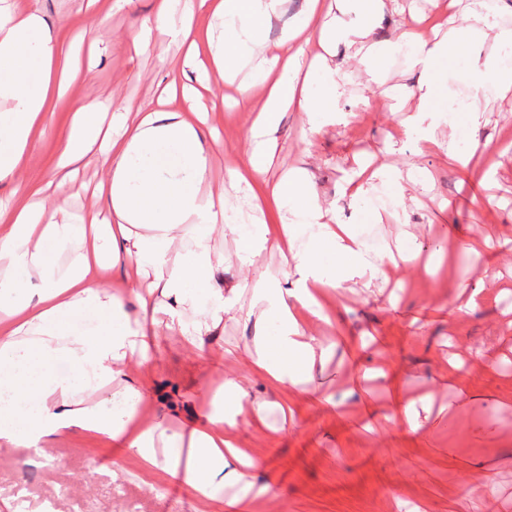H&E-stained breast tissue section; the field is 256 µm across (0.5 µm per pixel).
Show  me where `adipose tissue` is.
<instances>
[{"mask_svg": "<svg viewBox=\"0 0 512 512\" xmlns=\"http://www.w3.org/2000/svg\"><path fill=\"white\" fill-rule=\"evenodd\" d=\"M287 0H156L136 49L155 38L186 46L184 66L197 71L198 98L216 77L239 66L266 74L262 102L240 83L233 100L252 113L247 161L231 174L234 187H257L255 201L280 208L276 224L238 223L225 188L212 184V150L199 112L132 111L102 102L76 104L51 203L0 205V447L38 448L69 434L122 442L147 466L178 475L204 501L235 491L244 507L265 492L256 482L261 463L242 447L238 419L265 422L269 400L254 392L264 379L280 399L312 397L331 407L332 395L313 388L315 372L330 358L309 332L325 320L324 306L342 284L370 287L373 280L418 257L416 236L396 247H369L356 226L324 223V209L304 177L269 182L284 112L296 109L332 118L345 93L328 57L344 45L376 80L381 47L372 41L375 20L388 0H307L303 18L285 38L268 45L266 28ZM468 24L458 35L411 43L421 71L402 135L420 149L440 146L433 101L438 65L472 38L490 40L486 57L468 62L469 129L484 120L491 91H512V28L501 27L486 0H467ZM323 50L313 69L300 59L311 41ZM60 49L27 0H0V182L16 180L52 98L78 78L62 65ZM96 158L102 168L95 195L101 209L70 213L64 196L80 165ZM236 244L239 266L278 253L281 277L224 279V254L215 231ZM293 278V288L282 285ZM253 326L250 345L228 348L224 359L245 362L246 372L225 379L184 431L166 418L145 420L144 394L129 376L132 357H146L147 325L176 333L185 347L202 349L224 320Z\"/></svg>", "mask_w": 512, "mask_h": 512, "instance_id": "adipose-tissue-1", "label": "adipose tissue"}]
</instances>
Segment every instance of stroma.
Masks as SVG:
<instances>
[{"mask_svg":"<svg viewBox=\"0 0 512 512\" xmlns=\"http://www.w3.org/2000/svg\"><path fill=\"white\" fill-rule=\"evenodd\" d=\"M402 12H386L372 33L385 46L378 59L379 81L366 86V75L344 47L333 63L345 78L336 122L309 134L312 117L288 112L277 137L279 150L269 171L277 181L288 170L308 172L316 194L336 223L358 225L369 245L394 240L405 225L431 226L420 237L423 255L439 254L436 272L401 267L374 288H341L327 307L328 322L313 326L324 343H336L346 361L331 359L315 384L333 394L339 409L297 399L295 418L284 423L277 408L266 412L267 426H241L244 447L262 457L259 481L268 492L253 512H480L473 493L483 478L492 483L491 512H512V92L489 94L486 122L475 139L478 149L460 168L444 154L419 152L415 142L398 135L403 113L392 106L396 88L415 87L420 78L410 63V48L392 44L399 28L430 22L426 36L435 39L465 26L461 9H441V0H400ZM53 38L70 44L80 33L98 39L88 57L91 70L70 95L55 100L45 113L42 132L25 160L22 182L0 183V198L25 204L55 175L76 100H112L114 105L150 109L167 86L193 83L182 64L183 50L159 44L138 52L134 41L141 22L151 17L154 0H130L119 12L104 0H30ZM488 44L475 38L464 51L444 61L438 71L437 105L446 110L439 131L460 130L456 102L468 92L465 58L486 54ZM251 113L233 108L211 112L208 127L218 137L213 147L211 179L227 181L242 165ZM379 179L405 186L409 170H419L426 188L404 194L386 192L356 202L350 182L363 166ZM380 212L382 222L366 219ZM480 242L478 256L461 255L459 242ZM480 289L478 305L463 318L450 304L454 284ZM253 328L225 321L216 340L192 353L173 336L158 337L149 362L133 367L131 377L147 397V419L166 414L192 429L203 409L201 393L236 373L235 365L215 369L226 348L244 345ZM465 362L459 374L471 397L468 411L455 418L430 415L418 434L393 429L366 431L370 406L385 409L390 395L381 383H355L356 373L385 367L401 389L429 397L433 407L455 400L452 387L440 384L439 360L448 352ZM44 470L28 466V449L0 447V512H226L224 503H201L187 488L173 489V476L158 472L144 481L133 458L118 443L75 435L42 448ZM124 463L115 473V463Z\"/></svg>","mask_w":512,"mask_h":512,"instance_id":"35a3bbf8","label":"stroma"}]
</instances>
